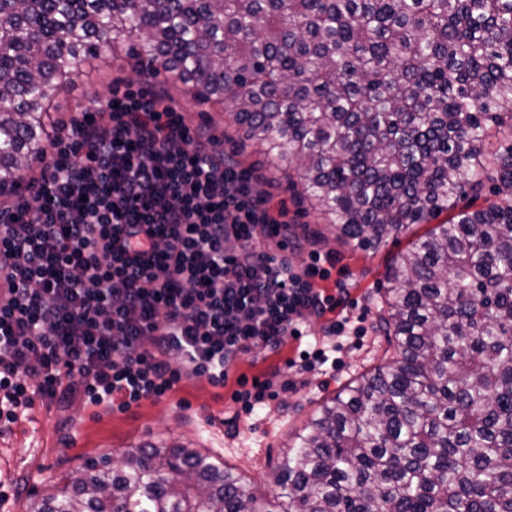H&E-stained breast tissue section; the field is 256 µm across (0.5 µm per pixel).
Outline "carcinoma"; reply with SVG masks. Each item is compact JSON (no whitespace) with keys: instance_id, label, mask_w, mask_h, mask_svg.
<instances>
[{"instance_id":"cac0c4a2","label":"carcinoma","mask_w":512,"mask_h":512,"mask_svg":"<svg viewBox=\"0 0 512 512\" xmlns=\"http://www.w3.org/2000/svg\"><path fill=\"white\" fill-rule=\"evenodd\" d=\"M153 57L376 250L485 183L387 268L395 358L326 400L269 500L193 448L147 445L24 512H512V0H0V189L55 97L119 42Z\"/></svg>"}]
</instances>
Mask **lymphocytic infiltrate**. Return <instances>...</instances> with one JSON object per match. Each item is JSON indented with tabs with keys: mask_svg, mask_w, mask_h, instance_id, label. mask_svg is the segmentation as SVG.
I'll return each instance as SVG.
<instances>
[{
	"mask_svg": "<svg viewBox=\"0 0 512 512\" xmlns=\"http://www.w3.org/2000/svg\"><path fill=\"white\" fill-rule=\"evenodd\" d=\"M287 214L174 98L87 95L0 194V421L38 398L126 410L186 377L220 386L239 354L305 335L341 304L315 286L336 259L274 256Z\"/></svg>",
	"mask_w": 512,
	"mask_h": 512,
	"instance_id": "lymphocytic-infiltrate-1",
	"label": "lymphocytic infiltrate"
}]
</instances>
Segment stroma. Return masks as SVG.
<instances>
[{
    "label": "stroma",
    "mask_w": 512,
    "mask_h": 512,
    "mask_svg": "<svg viewBox=\"0 0 512 512\" xmlns=\"http://www.w3.org/2000/svg\"><path fill=\"white\" fill-rule=\"evenodd\" d=\"M132 83L143 80L133 62H102L100 68H88L73 75L68 91L59 96V116L73 111L74 102L83 93L93 91L108 97L113 80ZM168 93L181 103L184 123L191 128L208 127L218 140V149L236 155L242 169L266 181L263 149L248 142L237 152V135L228 112H199L190 104V95L181 84H167ZM274 198L289 201L288 218L299 235L320 229L321 241L314 247L333 253L336 264L322 289H343V311L310 316L308 335L288 340L277 351L256 349L241 354L231 365L224 386L212 385L206 378L182 379L168 397L145 400L126 411L104 410L73 399L64 403L35 400L16 422L0 426V496H6L8 512H22L26 496L41 491L48 479H58L82 467L87 460L110 456L120 463L123 453L148 443L183 444L221 458L247 481L265 494L276 490L275 478L284 464L296 436L308 424L319 405L352 378L386 364L390 355L380 331L383 296L378 291L387 267L416 237L427 232L416 224L389 240L378 251H365L341 243L328 225H317L314 215L304 214L291 203L287 184H272ZM364 316L366 335L344 344L335 365L299 372L290 368L298 350L314 343L333 345L331 324L342 314ZM273 377L275 396L252 414L241 416L236 429L226 424L237 408L231 395L239 375Z\"/></svg>",
    "instance_id": "obj_1"
}]
</instances>
